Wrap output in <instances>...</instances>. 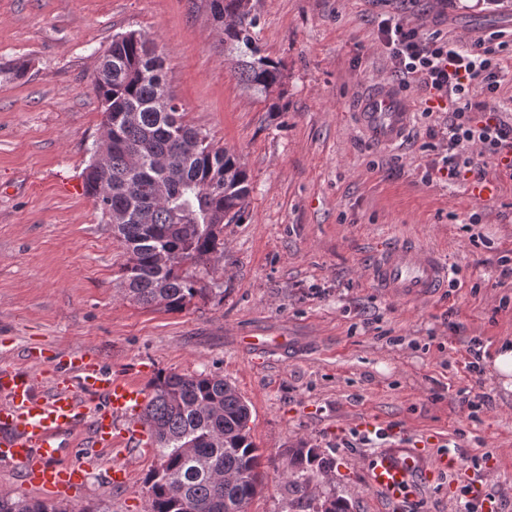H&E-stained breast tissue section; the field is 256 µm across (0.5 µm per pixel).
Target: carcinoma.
Returning <instances> with one entry per match:
<instances>
[{"label":"carcinoma","instance_id":"carcinoma-1","mask_svg":"<svg viewBox=\"0 0 512 512\" xmlns=\"http://www.w3.org/2000/svg\"><path fill=\"white\" fill-rule=\"evenodd\" d=\"M246 0H210L224 26V44L238 54V79L276 97L283 73L253 36ZM93 90L105 115V140L84 173L86 193L124 246L127 296L143 306L183 309L195 298L224 299L197 268L224 260V225L243 220L251 185L239 157L186 124L169 94L163 60L152 41L129 31L103 52ZM120 119L124 144L112 140ZM140 420L153 435L159 464L144 480L145 512H244L264 483L262 454L253 442L251 410L218 375L158 373ZM285 491L299 512H350L334 493L320 495L311 475L328 474L332 459L305 441L287 446ZM0 512H62L54 503L0 493Z\"/></svg>","mask_w":512,"mask_h":512}]
</instances>
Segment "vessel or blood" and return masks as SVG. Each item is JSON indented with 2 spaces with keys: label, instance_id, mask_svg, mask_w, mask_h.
Listing matches in <instances>:
<instances>
[{
  "label": "vessel or blood",
  "instance_id": "1",
  "mask_svg": "<svg viewBox=\"0 0 512 512\" xmlns=\"http://www.w3.org/2000/svg\"><path fill=\"white\" fill-rule=\"evenodd\" d=\"M413 103L384 81L362 98L357 127L381 147L406 139ZM363 279L385 295L401 300L429 299L448 282L449 266L441 253L410 242L381 248L361 271ZM250 355H278L298 347L295 336L248 331L235 338ZM146 400L139 382L102 370L92 354L71 356L51 373V390L40 394L35 375L0 365V461L16 464L25 483L39 492L67 499L81 491L88 467L64 465L63 438L87 432L93 445L125 453L150 443L138 415ZM369 483L388 502L413 496L430 482L434 469L421 449L388 444L367 466Z\"/></svg>",
  "mask_w": 512,
  "mask_h": 512
}]
</instances>
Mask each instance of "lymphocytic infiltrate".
I'll return each instance as SVG.
<instances>
[{
    "label": "lymphocytic infiltrate",
    "mask_w": 512,
    "mask_h": 512,
    "mask_svg": "<svg viewBox=\"0 0 512 512\" xmlns=\"http://www.w3.org/2000/svg\"><path fill=\"white\" fill-rule=\"evenodd\" d=\"M377 41L394 74L427 98L447 106L443 128L429 129L443 153L440 172L449 185L467 181L484 167L512 168V123L502 117L501 88L512 83L502 32L468 40L424 33L396 16L382 18Z\"/></svg>",
    "instance_id": "1"
}]
</instances>
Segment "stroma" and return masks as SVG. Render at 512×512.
Here are the masks:
<instances>
[{
  "mask_svg": "<svg viewBox=\"0 0 512 512\" xmlns=\"http://www.w3.org/2000/svg\"><path fill=\"white\" fill-rule=\"evenodd\" d=\"M209 3L0 0V363L36 373L89 351L144 384L160 372L224 377L247 400L263 454L264 487L247 512H285L280 451L300 440L335 459L317 489L350 512H462L472 486L476 512H512V389L492 369L465 367L471 337L487 360L512 339V277L498 263L512 257V180L479 199L467 182H423L441 159L426 135L438 115L414 110L396 149L355 124L367 88L394 79L377 15L483 37L512 27V0H248L258 43L285 76L279 112L238 80ZM128 31L153 41L186 123L249 174L244 220L225 225L224 261L210 272L223 300L168 311L126 298L125 250L85 192L105 133L92 78ZM19 60L24 77L2 73ZM476 211L481 223L464 225ZM401 240L442 252L446 288L406 302L361 278L379 246ZM274 327L312 344L266 362L234 342L236 331ZM463 390L488 395L477 418ZM365 417L458 468L389 510L368 484L364 463L383 441ZM79 459L89 473L68 512H144L154 448L139 449L120 488L106 472L121 455L81 435L61 461Z\"/></svg>",
  "mask_w": 512,
  "mask_h": 512,
  "instance_id": "1",
  "label": "stroma"
}]
</instances>
